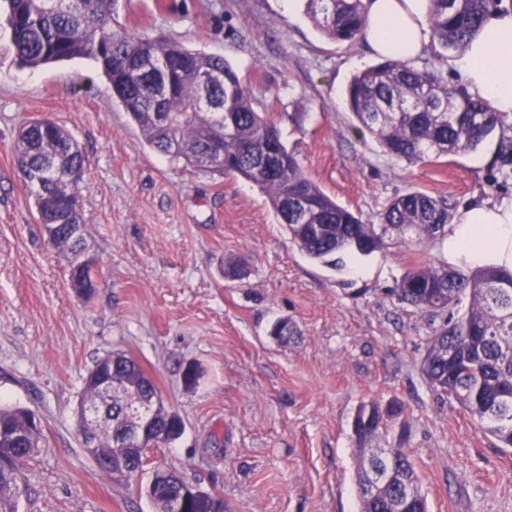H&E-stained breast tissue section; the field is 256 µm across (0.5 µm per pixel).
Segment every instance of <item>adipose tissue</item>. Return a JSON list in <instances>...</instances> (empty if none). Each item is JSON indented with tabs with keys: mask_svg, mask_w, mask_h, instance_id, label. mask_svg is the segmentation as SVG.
<instances>
[{
	"mask_svg": "<svg viewBox=\"0 0 512 512\" xmlns=\"http://www.w3.org/2000/svg\"><path fill=\"white\" fill-rule=\"evenodd\" d=\"M364 40L373 54L414 62L431 47L428 0H365ZM467 92L512 116V12L492 15L451 62ZM448 253L472 265L512 268V195L462 207L448 227Z\"/></svg>",
	"mask_w": 512,
	"mask_h": 512,
	"instance_id": "1",
	"label": "adipose tissue"
}]
</instances>
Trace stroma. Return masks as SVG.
<instances>
[{
	"label": "stroma",
	"mask_w": 512,
	"mask_h": 512,
	"mask_svg": "<svg viewBox=\"0 0 512 512\" xmlns=\"http://www.w3.org/2000/svg\"><path fill=\"white\" fill-rule=\"evenodd\" d=\"M6 14L0 0V404L42 428L14 512H153L125 478L97 470L77 432L83 379L115 352L138 359L185 424L146 449L145 472L178 469L224 512H358L352 419L393 398L406 430L375 445L407 448L428 512H512V448L428 384L429 320L390 294L411 262L450 263L445 237L389 239L339 270L308 258L256 184L149 147L92 60L21 66ZM111 26L228 59L306 174L362 219L411 191L457 210L512 194L508 134L431 162L384 154L345 105L376 56L326 39L306 0H115ZM38 119L66 127L86 158L80 203L99 263L87 297L18 167V132ZM231 263L242 279L225 278ZM281 319L295 330L284 344L270 334Z\"/></svg>",
	"instance_id": "stroma-1"
}]
</instances>
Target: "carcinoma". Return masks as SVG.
Instances as JSON below:
<instances>
[{"label": "carcinoma", "mask_w": 512, "mask_h": 512, "mask_svg": "<svg viewBox=\"0 0 512 512\" xmlns=\"http://www.w3.org/2000/svg\"><path fill=\"white\" fill-rule=\"evenodd\" d=\"M114 0H8L7 24L20 65L36 68L76 58L93 60L112 86L120 106L144 141L158 153L197 171L237 175L266 194L277 223L290 240L313 260L332 268L344 258L369 256L392 231L430 239L447 233L452 208L447 200L409 192L390 200L378 223L365 221L340 206L299 166L282 142L277 125L258 112L238 72L222 56L208 55L162 40L116 33L109 26ZM503 0H429L427 22L431 51L438 62L461 52ZM308 11L331 40L353 42L363 36V0H308ZM166 62L175 70V87L168 93L157 75ZM347 105L359 124L372 133L383 152L410 163L433 156L474 152L506 126L465 89L450 86L436 68L413 67L385 59L355 74L347 88ZM172 117L167 127L154 113ZM224 144V165L206 163L209 146ZM283 159L269 174L256 170L262 158ZM23 174L39 179L34 207L51 244L70 254V281L80 294L93 293L88 268H75L86 247L60 220L82 215L78 184L84 159L73 135L52 120L23 126L17 142ZM391 295L431 321L438 322L427 338L421 372L439 393L456 401L503 448H512V270L489 264L452 268L421 263L396 282ZM110 379L125 396H112L109 420L99 429L94 461L103 474L114 477L111 456L127 433V411L137 401L160 397L140 363L124 353L112 364L96 363L84 380L82 399L98 395V385ZM404 405L371 400L359 406L355 419L367 423L368 433L354 438L358 451L359 512H394L396 492L407 481L416 492V512H427L426 498L409 454L385 448L376 457L369 440L394 427ZM42 429L34 412L0 407V512H11L18 489V469L37 452ZM146 445L121 449L130 471L144 466ZM188 486L173 468L169 477L139 488L154 512H224V502L200 505L180 500Z\"/></svg>", "instance_id": "obj_1"}]
</instances>
